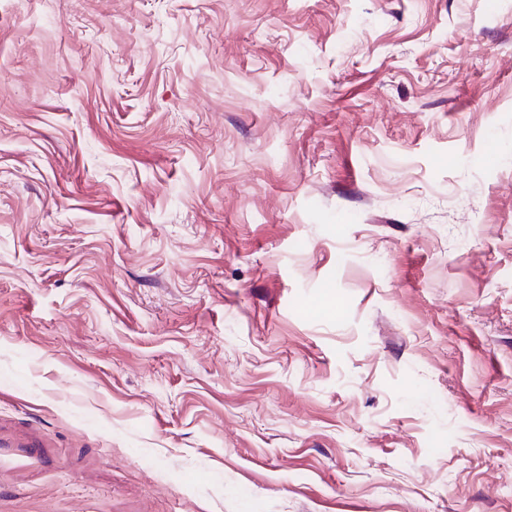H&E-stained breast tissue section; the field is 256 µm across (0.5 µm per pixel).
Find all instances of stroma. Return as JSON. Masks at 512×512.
<instances>
[{"label":"stroma","mask_w":512,"mask_h":512,"mask_svg":"<svg viewBox=\"0 0 512 512\" xmlns=\"http://www.w3.org/2000/svg\"><path fill=\"white\" fill-rule=\"evenodd\" d=\"M0 512H512V0H0Z\"/></svg>","instance_id":"stroma-1"}]
</instances>
